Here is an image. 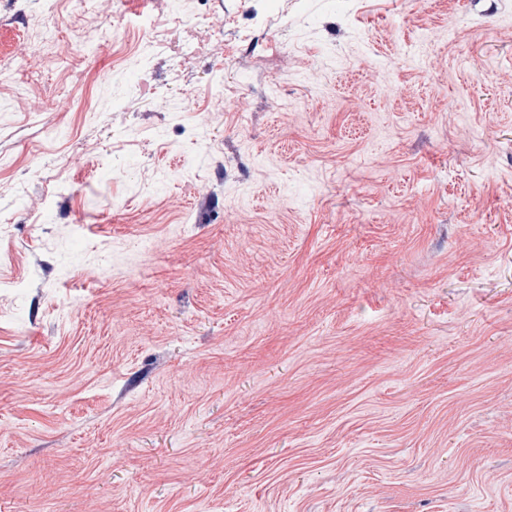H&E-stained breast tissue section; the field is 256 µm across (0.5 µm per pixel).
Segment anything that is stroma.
I'll return each mask as SVG.
<instances>
[{
    "instance_id": "stroma-1",
    "label": "stroma",
    "mask_w": 512,
    "mask_h": 512,
    "mask_svg": "<svg viewBox=\"0 0 512 512\" xmlns=\"http://www.w3.org/2000/svg\"><path fill=\"white\" fill-rule=\"evenodd\" d=\"M0 158V512H512V0H0Z\"/></svg>"
}]
</instances>
